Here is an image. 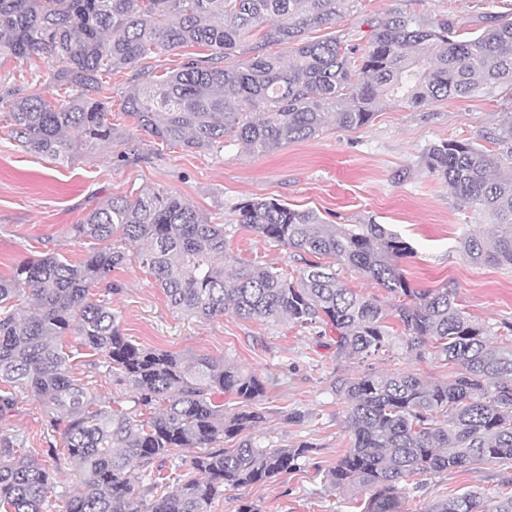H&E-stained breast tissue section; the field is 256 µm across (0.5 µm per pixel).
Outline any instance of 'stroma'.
<instances>
[{
  "label": "stroma",
  "instance_id": "obj_1",
  "mask_svg": "<svg viewBox=\"0 0 512 512\" xmlns=\"http://www.w3.org/2000/svg\"><path fill=\"white\" fill-rule=\"evenodd\" d=\"M424 17L459 19L464 28L482 29L481 12L512 15V0H349L341 17L314 30V37L342 31L361 35L367 20L395 9ZM133 70L112 73L104 93L111 101L112 144L79 148L71 163L58 164L27 153L10 134V118L0 111V276L23 261L57 253L77 263L88 254L74 241L72 227L97 203L115 196L135 198L144 190L181 197L213 223L225 228L227 261L268 265L293 273L289 250L238 224L234 206L250 198L277 199L290 207L315 210L330 224L386 225L400 234L412 254L401 267L414 288L454 286L471 319L490 329L512 322V267L469 263L458 250L461 237L485 232L488 219L455 198L441 181L417 173L396 182L394 173L415 165L427 145L448 138L473 142L488 153L499 152L492 140L504 107L494 97L477 94L418 109L385 102L372 121L350 130L330 122L314 138L291 142L264 154L228 143L223 150H182L135 130L123 110V97L135 85ZM38 91L51 102L65 93L52 82L43 59H8L0 64V96L11 91ZM121 288L112 305L121 329L133 343L187 357L209 356L266 380L268 390L258 407L266 420L252 434L260 445L312 443L304 470L284 473L262 484L225 494L210 512H238L248 504L256 512H357L351 496L331 487L325 468L335 464L350 444L344 405L331 390L336 376L355 378L365 368L420 374L430 381L448 377L447 366L395 349L363 363L337 358L320 345L315 330L285 321L241 319L227 314L202 321L173 311L161 288L142 268L135 247L112 272ZM73 373L91 377L103 400L126 397L100 355L83 354ZM304 413L302 422L288 419ZM11 432L24 436L29 450L47 442L44 410L33 396L19 397L7 420ZM507 473L494 465L448 471L426 477L410 500V512H424L433 500L474 489L495 498Z\"/></svg>",
  "mask_w": 512,
  "mask_h": 512
}]
</instances>
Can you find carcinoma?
Returning a JSON list of instances; mask_svg holds the SVG:
<instances>
[{"mask_svg":"<svg viewBox=\"0 0 512 512\" xmlns=\"http://www.w3.org/2000/svg\"><path fill=\"white\" fill-rule=\"evenodd\" d=\"M344 2L0 0V59L43 58L69 93L58 105L39 92L0 97V109H8L11 134L26 152L64 164L79 147L112 142L102 76L119 69H137L138 84L123 100L136 128L186 151L229 141L271 152L315 137L330 120L361 128L386 100L420 108L483 91L512 99V20L489 13L490 25L466 37L445 15L394 10L367 21L360 43L346 34L308 40ZM250 40V56L223 65ZM196 45L207 55L189 57L167 76L144 64L158 51ZM494 140L506 152L455 139L432 143L419 169L488 217L487 235L460 240L463 257L512 266V111L502 113ZM234 212L238 223L297 256V276L225 263L224 225L159 191L98 204L73 225V237L116 236L135 246L170 305L187 315L322 324L335 333L340 358L366 361L399 342L451 367L448 379L433 382L371 368L354 379L336 376L332 390L345 404L351 442L325 476L334 488L364 496L363 512H409L405 505L425 476L481 463L512 468V324L497 336L471 320L450 286L413 288L400 267L412 249L383 224H328L276 199L242 201ZM326 258L398 304L388 311L356 293ZM126 260L125 251L107 245L78 263L47 253L0 276V420L30 392L63 439L39 458L0 429V512H47L63 461L79 485L64 512H143L146 493L153 496L148 512H209L225 492L310 460L308 442L263 448L242 437L266 419L254 408L266 392L260 377L220 359L144 349L124 335L110 296L120 291L112 270ZM101 287L102 300L93 293ZM19 300L26 303L20 318ZM391 316L406 331L399 341L386 325ZM72 334L135 393V408L102 402L89 381L72 375L74 353L60 345ZM224 395L238 406L224 408ZM141 406L159 410L145 420ZM226 438L238 442L226 448ZM185 448L199 449L189 468L164 474ZM146 474L144 485L139 476ZM424 512H512V480L502 482L490 506L466 490Z\"/></svg>","mask_w":512,"mask_h":512,"instance_id":"obj_1","label":"carcinoma"}]
</instances>
